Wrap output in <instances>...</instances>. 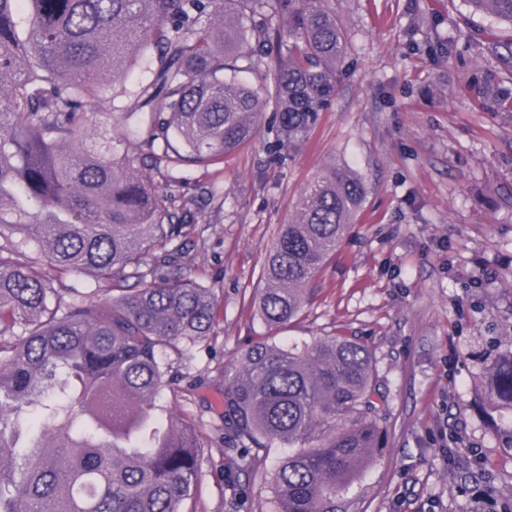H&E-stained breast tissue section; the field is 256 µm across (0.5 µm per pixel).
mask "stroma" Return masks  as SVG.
Here are the masks:
<instances>
[{
  "instance_id": "35a3bbf8",
  "label": "stroma",
  "mask_w": 512,
  "mask_h": 512,
  "mask_svg": "<svg viewBox=\"0 0 512 512\" xmlns=\"http://www.w3.org/2000/svg\"><path fill=\"white\" fill-rule=\"evenodd\" d=\"M348 55L336 98L298 150L255 139L222 164L142 168L192 200L191 272L213 288L209 346L177 360L188 398L163 397L208 447L195 512H266L222 442L213 378L258 337L355 336L386 388L387 445L351 493L352 512H512V447L487 413L486 376L512 348V98L495 90L512 28L465 0H332ZM445 43L449 55L432 48ZM364 178L367 197L303 311L271 330L254 297L268 250L313 176L333 161ZM218 185L223 200L211 198Z\"/></svg>"
}]
</instances>
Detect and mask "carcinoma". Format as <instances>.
<instances>
[{
  "label": "carcinoma",
  "instance_id": "1",
  "mask_svg": "<svg viewBox=\"0 0 512 512\" xmlns=\"http://www.w3.org/2000/svg\"><path fill=\"white\" fill-rule=\"evenodd\" d=\"M330 2L0 0V512H185L206 443L160 405L184 393L165 352L209 342L216 298L189 273L194 219L140 168L221 162L268 110L269 151L300 148L347 55ZM466 2L512 25V0ZM147 48L150 77L129 93ZM94 106L119 115L105 153L88 145ZM366 194L348 165L303 190L266 256V325L302 312ZM47 265L88 287H54ZM216 380L224 444L269 485L270 512H347L387 434L370 348L267 336ZM488 405L512 413L511 349L489 367ZM271 448L288 454L269 470Z\"/></svg>",
  "mask_w": 512,
  "mask_h": 512
}]
</instances>
